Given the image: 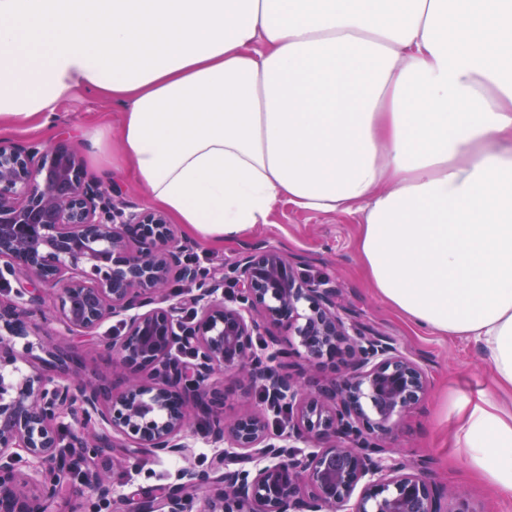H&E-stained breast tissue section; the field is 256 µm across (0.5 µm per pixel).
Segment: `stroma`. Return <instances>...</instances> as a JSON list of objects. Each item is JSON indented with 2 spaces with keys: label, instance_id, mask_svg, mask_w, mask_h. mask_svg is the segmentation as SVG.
<instances>
[{
  "label": "stroma",
  "instance_id": "obj_1",
  "mask_svg": "<svg viewBox=\"0 0 512 512\" xmlns=\"http://www.w3.org/2000/svg\"><path fill=\"white\" fill-rule=\"evenodd\" d=\"M98 125L119 129L118 109L93 94L81 93L61 107L52 128L11 131L5 133L4 138L20 144L39 141L46 145L68 146L79 155L85 179L110 180L118 185L120 194L127 200L144 204L143 188L130 181L122 169L104 173L92 158L86 133ZM358 235L357 215L303 211L282 203L274 210L270 223L258 225L239 241L221 246L199 242L194 251L202 256L203 267L214 269L230 265L244 247L259 243L281 250L291 263L300 264L311 279H331L345 303L364 322L394 336L408 352L422 358L427 365L428 393L420 405L400 420L391 436L394 448L407 459L425 466L433 484L450 491L464 490L474 512H512V502L498 499L459 459L454 441L458 419L445 406L451 393L473 401L479 392L494 390L491 365L476 342L421 332L387 306L367 283L359 262ZM118 327V321L111 319L103 323L95 335L61 339L60 344L69 355L70 372L82 377L102 374L110 391H120L124 380L121 375L113 374L112 358L104 349L105 340ZM215 384L224 393L225 416H233L245 407L255 410L264 407L259 397V384H242L237 375L230 373L216 378ZM123 454L120 461L111 453L96 460L98 471L109 480L118 497L140 488L165 486L173 482L178 468L206 467L214 462L216 450L199 440L184 458H146L137 448L124 449Z\"/></svg>",
  "mask_w": 512,
  "mask_h": 512
}]
</instances>
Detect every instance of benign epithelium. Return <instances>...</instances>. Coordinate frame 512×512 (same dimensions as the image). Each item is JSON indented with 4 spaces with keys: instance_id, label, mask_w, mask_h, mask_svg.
Masks as SVG:
<instances>
[{
    "instance_id": "7a95c632",
    "label": "benign epithelium",
    "mask_w": 512,
    "mask_h": 512,
    "mask_svg": "<svg viewBox=\"0 0 512 512\" xmlns=\"http://www.w3.org/2000/svg\"><path fill=\"white\" fill-rule=\"evenodd\" d=\"M187 249L163 212L85 181L68 147L0 142V287L17 284L0 296V512H22L15 488L20 466L33 462L41 500L77 478L89 492L84 512H112V486L89 474L102 449L131 443L184 456L198 434L236 450L242 466L181 469L173 491L138 498L132 512H471L445 507L465 494L440 491L389 446L396 419L426 393L419 359L274 247L248 249L218 280L186 263ZM174 268L189 287H170ZM227 279L234 290L220 300ZM47 288L57 289L58 327L41 336L33 313ZM112 318L120 333L104 347L126 386L105 400L95 379L67 373L56 337L92 335ZM264 323L282 329L288 347L270 336L257 354ZM31 336L58 373L17 366L16 345L32 348ZM296 345L303 364L291 373ZM336 354L342 378L310 388L307 371ZM223 371L286 395L288 431L271 433L249 408L226 418L211 382ZM66 417L76 462L60 447Z\"/></svg>"
}]
</instances>
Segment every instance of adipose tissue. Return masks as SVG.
<instances>
[{"mask_svg": "<svg viewBox=\"0 0 512 512\" xmlns=\"http://www.w3.org/2000/svg\"><path fill=\"white\" fill-rule=\"evenodd\" d=\"M79 91L120 108L123 168L199 240L283 201L359 214L375 293L492 365L448 403L512 500V0H0V129Z\"/></svg>", "mask_w": 512, "mask_h": 512, "instance_id": "1", "label": "adipose tissue"}]
</instances>
